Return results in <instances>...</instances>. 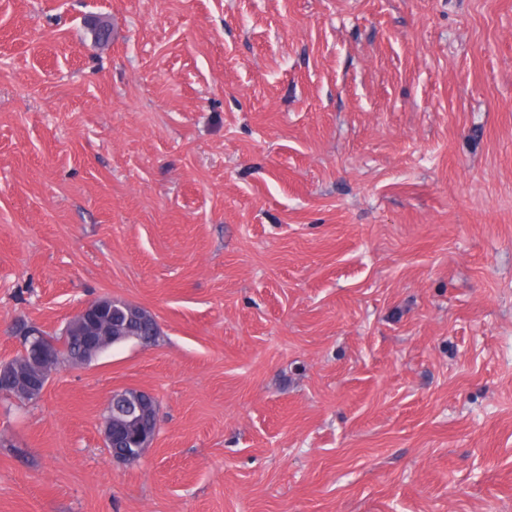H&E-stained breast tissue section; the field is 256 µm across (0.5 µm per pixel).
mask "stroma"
<instances>
[{
  "mask_svg": "<svg viewBox=\"0 0 512 512\" xmlns=\"http://www.w3.org/2000/svg\"><path fill=\"white\" fill-rule=\"evenodd\" d=\"M107 295L0 512H512V0H0V361ZM113 301L116 302L117 304L129 305V303H127L125 301H122L119 299L114 300V299H112V296H110L107 298L96 299V300L88 303L79 311V313L77 315L83 316V317H89V318H99V316L102 314L104 309ZM136 314H138V313L135 312L133 306L129 305L127 325L129 326L131 332L135 331L134 325H136L138 320H140ZM117 398L121 399L122 408L112 404V425L104 424L103 443L112 453L113 458L124 460L126 458H140L145 448H149L156 436L142 429L147 411L154 406L156 398L148 391L138 388H123ZM157 403V401H156ZM158 404V403H157ZM138 430L134 448H126L128 434Z\"/></svg>",
  "mask_w": 512,
  "mask_h": 512,
  "instance_id": "obj_1",
  "label": "stroma"
}]
</instances>
